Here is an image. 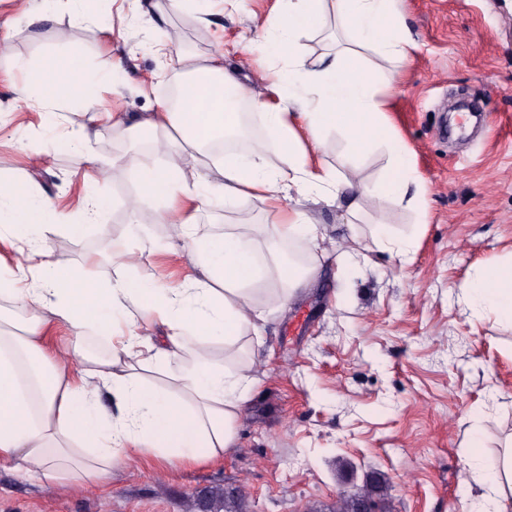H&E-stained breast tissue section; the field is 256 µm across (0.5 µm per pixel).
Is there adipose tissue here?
<instances>
[{
	"label": "adipose tissue",
	"mask_w": 512,
	"mask_h": 512,
	"mask_svg": "<svg viewBox=\"0 0 512 512\" xmlns=\"http://www.w3.org/2000/svg\"><path fill=\"white\" fill-rule=\"evenodd\" d=\"M283 2L249 48L287 58L297 85L288 97H278L275 81L264 92L243 87L218 50L202 59H180L183 104L177 110L112 123L116 130L175 132L155 143L156 151L175 154L173 166L154 170L136 156L130 163L149 192L165 201L161 220L178 226L195 264L196 275L182 284H150L131 275L144 253L155 249L135 225L129 233L137 246L112 251L113 263L126 268L127 276L102 285L84 268L65 267L53 259L49 244L51 201L35 187L28 203H18L14 187L0 181V240L19 242L13 267L0 276V298L9 301L0 306V460L11 462L21 478L46 486L105 485L113 468L134 458L178 465L223 459L236 443L235 426L256 384L249 364L231 365L235 346L260 333L265 315L259 300L271 283L279 285L275 304L284 306L316 273L312 265L284 263L279 249L300 239L318 251L326 240L323 226L285 207V199L293 193L329 194L354 212L362 197L373 194L424 210L425 189L412 155L399 143L380 96L384 73L349 46L306 65L297 44L323 26V0ZM394 2L333 0V8L340 28L357 44L402 61L417 43ZM12 89L20 107L37 100L63 104L85 98L87 78L82 62L72 59L62 72L50 66L29 70ZM239 98L260 110L262 139L245 154L205 165L204 145L241 129L233 105ZM297 123L304 137L295 135ZM331 130L349 145L338 167L309 165L308 154L326 150ZM273 145L279 163L271 167L266 154ZM381 146L389 160L378 182L347 175L356 157ZM249 198L268 207L271 223L246 233H200L195 214L201 206L231 207ZM380 247L407 263L416 244L379 223L371 237L351 236L341 259L349 267ZM467 298L474 308L512 323V258L481 265L467 284ZM133 309L139 314L135 323L127 318ZM140 322L156 327L157 335H140ZM60 326L72 335L63 347L50 348L49 336ZM86 327L111 345L109 356H89L81 335ZM105 393L113 409L103 407ZM509 491L512 448L488 472L485 494L468 512H507Z\"/></svg>",
	"instance_id": "obj_1"
}]
</instances>
